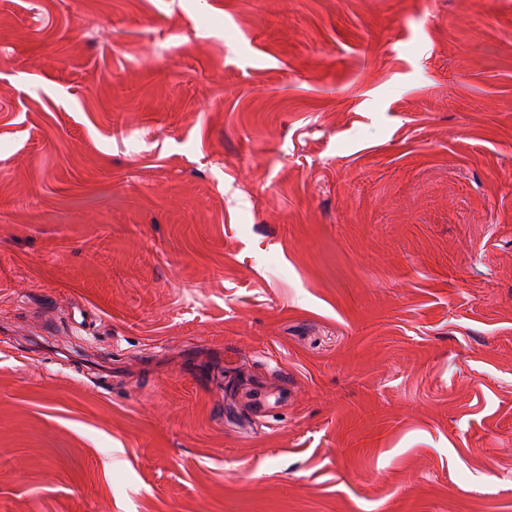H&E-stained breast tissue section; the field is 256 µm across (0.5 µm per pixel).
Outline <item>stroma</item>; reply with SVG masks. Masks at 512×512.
<instances>
[{
    "label": "stroma",
    "instance_id": "1",
    "mask_svg": "<svg viewBox=\"0 0 512 512\" xmlns=\"http://www.w3.org/2000/svg\"><path fill=\"white\" fill-rule=\"evenodd\" d=\"M0 512H512V0H0Z\"/></svg>",
    "mask_w": 512,
    "mask_h": 512
}]
</instances>
